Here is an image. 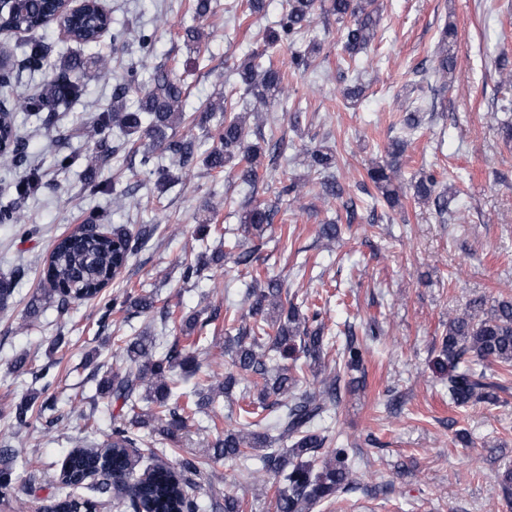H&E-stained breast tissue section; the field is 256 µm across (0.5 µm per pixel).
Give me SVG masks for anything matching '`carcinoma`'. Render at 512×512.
Segmentation results:
<instances>
[{
    "mask_svg": "<svg viewBox=\"0 0 512 512\" xmlns=\"http://www.w3.org/2000/svg\"><path fill=\"white\" fill-rule=\"evenodd\" d=\"M374 0H285V7L268 28L264 46L253 51L232 66L236 84L243 98L253 108L266 107L282 93L284 75L272 63L265 61L268 49L287 44L291 48V63L308 68L322 51V43L315 38H305V33L319 17L335 18L342 22L351 18L344 27L343 49L358 63L373 40L379 17L371 9ZM54 8L52 0H27L21 11H15L9 3L0 8V26L6 29L36 31L43 27V20ZM111 22V16L99 11L97 2L89 0L78 14L67 18L71 38L82 44L98 43L100 28ZM452 30L445 29L441 44L432 59V74L447 85L448 75L457 67V58L448 52V39ZM45 56V45L37 40L26 43L25 67L36 69ZM112 53L98 51L90 61L70 57L63 61L58 76L37 96L17 97L15 109L34 112L40 106H52L60 100L71 102L82 95V86L76 74L85 66L95 68L98 75L107 77L112 71ZM127 87L112 94V106L98 116L104 126H114L128 135L141 133L153 140V146L178 156L181 167H187L193 159L195 140L184 135L176 137V129L183 117L185 91L181 80L172 72L156 68L150 90L141 98L137 109L126 103ZM206 113H222V121L216 125L221 148L209 152L203 159L207 170L224 171L236 158L244 161L238 179L250 185L262 165V158L281 153L279 140H246V117L236 112V107L209 102ZM424 109L420 106L406 110L401 128L405 133L416 132L422 124ZM0 164L4 168H16L26 161L25 147L15 130V116L5 117L0 125ZM407 139L399 136L386 148V159L367 169L368 178L381 192L384 201L393 206L399 201L400 187L394 184L395 174L405 153ZM308 165L318 175V194L325 199H339L344 188L329 170L336 166V155L328 146L307 150ZM141 164L157 174L156 185L165 188L173 178L169 171L156 161L155 152L142 154ZM437 181L432 174H423L413 185L414 195L421 201H433L442 221H447L448 198L434 195ZM275 210L251 201L243 207L241 225L224 228L228 239L245 236H264L274 223ZM131 235L122 226L110 230L98 224H83L79 230L57 241L51 261L43 272V287L38 289L28 304V312L37 314L42 304L55 301L65 308L72 300L97 298L113 273L121 272L133 255ZM221 259L219 255L198 256L197 263L188 265L184 281L197 278L210 262ZM251 324H240L225 329L224 354L230 358L231 370L224 373L219 388L229 396L235 386L242 392L256 390V396L238 406L235 416L237 427L219 434L211 453L201 460L185 458L174 471L164 466L151 469L150 477L143 484H134L126 490L123 482L133 480L138 459L129 453L136 447L139 436L132 428L144 423L143 415L157 422L156 434L168 439L175 432L186 428L197 415L206 412L214 402L210 392L196 387L179 394L172 392L176 381L175 371L194 375L200 369L193 348L196 340L188 335L193 319L182 320L186 345L174 342L163 353L156 351L158 337L141 332L135 336H120L119 348L123 350L131 367L123 373L103 376L98 381L99 394L121 403L131 414L129 419L113 423L112 441L103 452L76 450L62 464L59 479L65 488L78 486L86 477L102 468L108 469L106 479L93 491L101 495L113 491L122 493L132 512L141 504L153 512H195L197 503L190 491L195 487L194 477L212 468V464L224 459L248 461L258 459L257 467L249 475L262 474L274 480L276 485V512H312L321 501L340 490L352 488L353 473L348 464L346 449H336L334 459L318 462V453L328 437L316 428L318 420L330 412L340 399L339 375L320 380L314 391L297 390L298 366L279 364L278 359H288L297 353L321 364V356L328 349L325 327L318 322L319 312L308 315L302 312L303 303L298 295L283 297V285L270 278L266 281L256 276L247 288ZM152 295L115 296L106 302L110 311L134 309L147 313L154 309ZM364 344L348 332L345 344L337 349V356L349 371L363 366ZM444 354L453 368L448 374V398L458 405L498 401L493 385L485 382V373L467 369L457 370L465 356L472 354L480 360L497 364L504 370L512 369V297L496 302L485 311L484 301H473L462 315L448 320V334ZM65 512H89L91 499H76L67 494L59 498ZM212 512H244L243 501L235 496H224V502L210 503Z\"/></svg>",
    "mask_w": 512,
    "mask_h": 512,
    "instance_id": "obj_1",
    "label": "carcinoma"
}]
</instances>
